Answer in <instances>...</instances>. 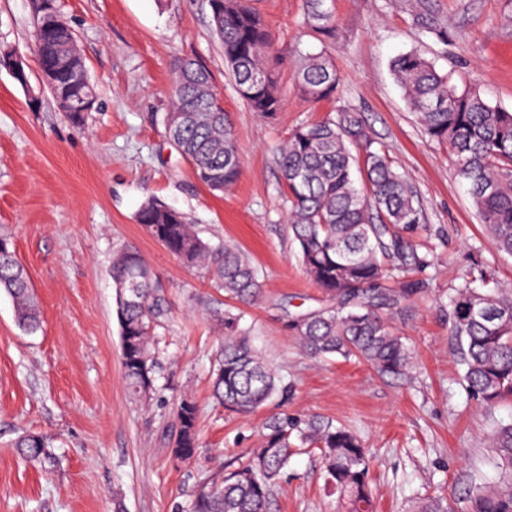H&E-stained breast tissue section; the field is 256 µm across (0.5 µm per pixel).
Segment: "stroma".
<instances>
[{"label": "stroma", "mask_w": 512, "mask_h": 512, "mask_svg": "<svg viewBox=\"0 0 512 512\" xmlns=\"http://www.w3.org/2000/svg\"><path fill=\"white\" fill-rule=\"evenodd\" d=\"M252 5L283 59L285 104L271 121L239 95L208 0H57L97 96L76 121L49 92L30 102L27 87L39 80L32 3L0 0V50L20 54L29 78L20 85L0 68V235L28 273L42 320L36 333L22 330L0 290V512H188L199 482H221L243 452L260 446L264 422L277 413L330 419L362 438L373 458L374 512H407L435 496L465 512L471 485L498 479L489 436L512 421V403L488 414L465 392L448 295L484 269L512 287V256L495 248L447 146L425 135L390 64L423 50L458 90L512 111V0H326L345 103L386 146L424 215L416 241L432 264L409 272L423 288L390 317L413 352L398 377L354 359L310 357L288 328L291 314L326 299L300 263L276 151L292 129L324 119L332 105L296 85L297 49L321 48L302 25L305 0ZM184 58L210 69L236 134L241 175L222 193L196 180L165 134L170 85ZM151 197L187 215L204 240L236 246L256 266L263 296L243 307L241 325L288 382L287 402L236 414L212 399L222 316L235 302L137 224ZM125 246L139 250L166 298L156 329L158 390L146 404L128 391L121 362L110 266ZM184 395L198 405L199 448L179 464L167 436ZM26 431L50 440L55 462L17 455L12 443ZM345 510L324 485L315 448L292 459L272 497V512Z\"/></svg>", "instance_id": "1"}]
</instances>
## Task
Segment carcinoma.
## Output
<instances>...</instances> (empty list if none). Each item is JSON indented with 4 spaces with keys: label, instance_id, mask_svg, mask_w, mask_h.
Wrapping results in <instances>:
<instances>
[{
    "label": "carcinoma",
    "instance_id": "carcinoma-1",
    "mask_svg": "<svg viewBox=\"0 0 512 512\" xmlns=\"http://www.w3.org/2000/svg\"><path fill=\"white\" fill-rule=\"evenodd\" d=\"M325 0H306L304 23L331 39L335 24ZM214 34L240 96L258 116L271 119L285 97L278 77L280 59L272 54L270 34L248 0L210 3ZM38 53L55 68L44 85L59 106L83 112L95 102V89L71 30L34 37ZM392 70L411 111L425 134L445 143L454 172L501 253L512 256V112L490 106L475 91H458L446 74L419 50L392 61ZM301 91L330 100L340 78L326 48L308 52L298 70ZM172 106L165 126L196 178L213 192H224L241 174L242 161L210 71L195 59L175 69ZM280 170L288 204L289 228L308 276L324 291L327 304L289 320L301 347L313 356L358 358L386 375L407 372L410 347L383 311L400 308L419 291L418 284L399 288L388 280L409 265L425 268L413 240L423 219L411 186L398 173L383 146L369 134L354 109L343 105L327 118L303 123L279 148ZM137 223L188 268L206 269L213 287L241 302L261 298L263 285L241 250L203 240L183 213L151 199L136 215ZM117 317L121 327L124 377L130 393L150 400L160 369L154 330L164 312V295L134 248L112 258ZM0 288L12 298L20 327H40L28 275L15 254L0 252ZM449 331L457 343L467 394L482 408L512 400V290L478 289L466 280L448 298ZM212 394L224 408L253 412L288 387L258 351L240 316L224 312V344L212 370ZM197 406L180 397L171 434V456L192 459L199 447ZM321 450L328 484L347 512H369L370 457L360 439L331 421L270 417L263 443L246 462L224 474L222 483H203L190 512H269L282 472L298 448ZM31 462L51 459L49 441L26 433L14 442ZM493 462L500 472L494 486L476 485L469 494L471 512H512V422L499 424L491 437Z\"/></svg>",
    "mask_w": 512,
    "mask_h": 512
}]
</instances>
